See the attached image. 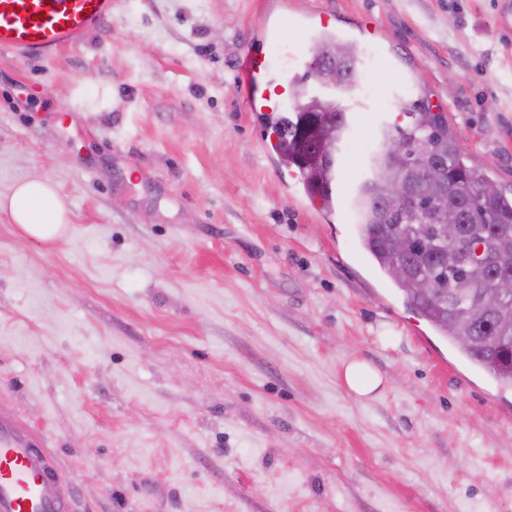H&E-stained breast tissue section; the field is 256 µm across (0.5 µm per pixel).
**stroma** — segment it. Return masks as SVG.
<instances>
[{"label":"stroma","instance_id":"1","mask_svg":"<svg viewBox=\"0 0 512 512\" xmlns=\"http://www.w3.org/2000/svg\"><path fill=\"white\" fill-rule=\"evenodd\" d=\"M326 10L372 52L343 89L297 54ZM283 17L279 100L300 80L389 125L423 100L512 195V0H115L55 56L0 49V196L38 175L69 210L51 245L0 211V410L71 512H512V388L407 306L352 198L316 210L246 108L239 58ZM344 143L355 186L380 133ZM343 377L348 388L363 398L373 397L382 385L378 372L359 359H352L345 365Z\"/></svg>","mask_w":512,"mask_h":512}]
</instances>
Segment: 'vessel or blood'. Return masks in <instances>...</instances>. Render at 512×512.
Returning a JSON list of instances; mask_svg holds the SVG:
<instances>
[{
    "label": "vessel or blood",
    "instance_id": "vessel-or-blood-1",
    "mask_svg": "<svg viewBox=\"0 0 512 512\" xmlns=\"http://www.w3.org/2000/svg\"><path fill=\"white\" fill-rule=\"evenodd\" d=\"M113 0H0V48L34 57L76 45L112 14ZM288 26L271 33L269 52L245 50L237 72L250 108L276 111L264 79L275 48L287 45ZM0 512H69V503L52 472L38 436L0 412Z\"/></svg>",
    "mask_w": 512,
    "mask_h": 512
}]
</instances>
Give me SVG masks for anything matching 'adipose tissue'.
I'll use <instances>...</instances> for the list:
<instances>
[{"mask_svg":"<svg viewBox=\"0 0 512 512\" xmlns=\"http://www.w3.org/2000/svg\"><path fill=\"white\" fill-rule=\"evenodd\" d=\"M0 210L8 212L21 234L46 244L57 242L67 221L66 207L57 187L32 176L0 196Z\"/></svg>","mask_w":512,"mask_h":512,"instance_id":"adipose-tissue-1","label":"adipose tissue"}]
</instances>
